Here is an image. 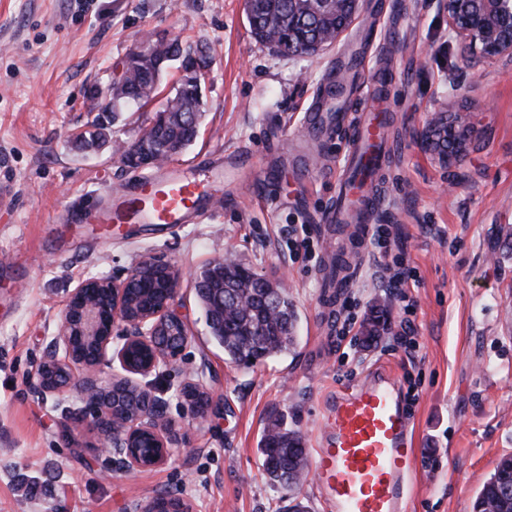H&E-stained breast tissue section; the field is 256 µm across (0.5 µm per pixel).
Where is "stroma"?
I'll use <instances>...</instances> for the list:
<instances>
[{"label": "stroma", "instance_id": "1", "mask_svg": "<svg viewBox=\"0 0 512 512\" xmlns=\"http://www.w3.org/2000/svg\"><path fill=\"white\" fill-rule=\"evenodd\" d=\"M150 31L206 43L213 60L199 137L177 162L243 152L253 168L229 176L221 211L198 223L163 237L126 224L108 242L55 252L44 235L65 204H92L139 175L112 145L150 128L155 106L120 113L98 147L77 149L71 135L94 118L90 92L106 87L112 65ZM381 70L393 75L392 161L373 221L390 229L388 256L365 244L336 290L324 218L336 207L349 133L307 127L304 115L335 87L357 111ZM438 104L478 115L467 155L447 168L419 139ZM504 226L512 227V67L472 87L438 0H365L347 36L316 56L258 43L244 0H0V512H132L166 490L191 512H288V490L261 468L268 419H283L314 450L331 398L384 365L414 396L406 512H472L499 459L512 454ZM292 237L310 240L311 254L289 250ZM228 254L282 283L297 314L287 354L244 367L212 339L193 274ZM146 257L181 275L173 307L190 340L158 387L185 438L161 467L115 472L94 451L98 432L68 429L56 408L77 403V391L42 396L30 380L79 280L126 277ZM388 261L410 269L406 297L388 288ZM379 304L389 307V326L362 349L358 325ZM348 317L356 328L344 337ZM188 376L214 396L202 424L184 408Z\"/></svg>", "mask_w": 512, "mask_h": 512}]
</instances>
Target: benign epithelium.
<instances>
[{
    "label": "benign epithelium",
    "instance_id": "7a95c632",
    "mask_svg": "<svg viewBox=\"0 0 512 512\" xmlns=\"http://www.w3.org/2000/svg\"><path fill=\"white\" fill-rule=\"evenodd\" d=\"M363 0H295V5L313 10L336 8V26L321 38L301 44L293 36L274 41L280 54L288 56L316 55L332 49L355 22ZM448 17V32L458 44L460 55L478 84L485 67L496 63L512 66V0H442ZM170 44L163 33H149L132 50L128 58L151 55ZM197 77L206 78L211 60L200 47L185 61ZM473 117L469 113L451 115L447 109H435L421 135L422 144L430 147L438 134H448L451 150L440 157L452 165L468 150ZM115 151L132 160L131 167L146 168L160 164L157 157L146 155L138 144L118 145ZM141 266L160 272L164 277L163 298L159 304L142 313L129 300L131 278L116 280L89 277L77 285L66 300L58 335L51 342L36 373L31 388L41 395H62L77 389L82 406L63 409L72 427L90 425L103 435L95 447L106 456L109 466L120 472L157 468L164 465L175 444V428L165 418V400L151 387L148 378L173 362L188 343L183 319L172 309L181 286L179 272L146 258ZM122 326L118 337L112 336L115 325ZM117 347H112L114 339ZM119 362L121 372L108 380L103 368ZM132 389L140 400V409L123 418L115 417L121 405L122 389ZM182 397L190 416L207 420L210 393L193 382L182 388ZM137 512H188L184 500L166 492L144 504Z\"/></svg>",
    "mask_w": 512,
    "mask_h": 512
}]
</instances>
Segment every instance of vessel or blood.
Segmentation results:
<instances>
[{"label":"vessel or blood","mask_w":512,"mask_h":512,"mask_svg":"<svg viewBox=\"0 0 512 512\" xmlns=\"http://www.w3.org/2000/svg\"><path fill=\"white\" fill-rule=\"evenodd\" d=\"M363 107L348 143L353 161L370 136L375 137L380 155L390 150L384 130L370 127L374 113L382 108L375 92L365 96ZM249 164V156L229 153L194 165L164 166L154 176L137 178L121 190L106 193L88 209L65 211L53 240L65 250L74 246L66 231L70 224L93 225L105 234L116 224H150L165 234L178 225L196 223L220 205L225 173ZM353 192L348 175H341L332 220L355 225L362 236L381 204V195L365 186L364 203L354 210L347 204ZM324 419L314 477L332 512H403L416 463L411 424L392 375L379 367L368 370L354 388L337 395Z\"/></svg>","instance_id":"b4317fda"}]
</instances>
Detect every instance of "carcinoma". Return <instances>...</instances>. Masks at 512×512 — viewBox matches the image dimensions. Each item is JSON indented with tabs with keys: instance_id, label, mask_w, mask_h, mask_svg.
<instances>
[{
	"instance_id": "carcinoma-1",
	"label": "carcinoma",
	"mask_w": 512,
	"mask_h": 512,
	"mask_svg": "<svg viewBox=\"0 0 512 512\" xmlns=\"http://www.w3.org/2000/svg\"><path fill=\"white\" fill-rule=\"evenodd\" d=\"M290 0H252L248 22L256 41L265 43L267 34L277 35L295 31L296 39L312 42L323 32V22L312 19H296L290 13ZM155 59L135 62L129 83L128 95L112 100V114L130 105L131 95L142 86L155 81ZM197 77L184 75L180 78L177 99L166 98L170 106L169 119L150 128L147 146L158 153L185 149L197 139L196 126L189 115L198 111L196 96ZM106 133L94 121L90 129L76 136L75 144L87 148L104 139ZM376 146L366 160L359 162L353 177L360 183L373 176L376 170ZM160 278L146 269L130 284L129 295L136 307L153 306L161 298ZM198 304L202 310L212 338L224 349V356L232 363L249 365L262 362L290 351L296 344L295 324L297 316L286 292L272 299L268 286L259 283L251 273L250 265L231 261L224 268L213 269L209 276L195 284ZM389 321V313L383 308L371 312L361 338L365 350L377 344ZM261 467L269 480L290 492L299 490L304 481L307 451L301 433L284 426L275 419L264 428L261 442ZM498 489L494 478H489L473 502V512H512V501L497 499Z\"/></svg>"
}]
</instances>
